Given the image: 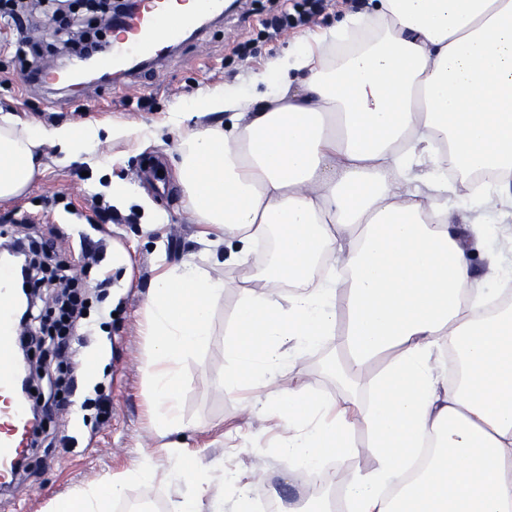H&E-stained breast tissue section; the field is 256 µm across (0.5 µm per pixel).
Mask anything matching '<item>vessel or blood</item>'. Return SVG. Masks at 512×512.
<instances>
[{"label":"vessel or blood","instance_id":"obj_1","mask_svg":"<svg viewBox=\"0 0 512 512\" xmlns=\"http://www.w3.org/2000/svg\"><path fill=\"white\" fill-rule=\"evenodd\" d=\"M224 0H195L193 9L182 14L171 11L169 0H143L135 22L112 37L107 53L97 60L102 72L133 74L134 60L158 55L162 44L180 39L203 15L220 16ZM13 274L0 267V486H9L14 470L9 459L25 455L29 448L27 408L14 396L15 324L11 307Z\"/></svg>","mask_w":512,"mask_h":512}]
</instances>
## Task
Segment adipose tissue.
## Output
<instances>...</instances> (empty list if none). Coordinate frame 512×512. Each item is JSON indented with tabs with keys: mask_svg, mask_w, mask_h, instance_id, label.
Masks as SVG:
<instances>
[{
	"mask_svg": "<svg viewBox=\"0 0 512 512\" xmlns=\"http://www.w3.org/2000/svg\"><path fill=\"white\" fill-rule=\"evenodd\" d=\"M271 56L241 97L214 89L181 130L175 183L208 248L225 264L264 260L224 333V392L243 388L282 433L276 458L311 484L344 472L342 507L314 493L281 512H512V256H490L482 288L471 240L453 224L463 184L501 227L512 221V0H369ZM150 127L22 125L0 116V204L24 195L47 148L62 164L101 140L142 147ZM227 283L195 261L164 267L145 301L141 370L160 451L188 491L172 512H205L211 473L171 434L181 428L179 366L207 343ZM335 340L342 402L292 378L260 392L288 362ZM457 352V379L442 353ZM364 425L366 446L352 431ZM367 452L371 470L351 468ZM147 454L52 512H110L127 486L153 481ZM266 467L228 473L227 503L252 512Z\"/></svg>",
	"mask_w": 512,
	"mask_h": 512,
	"instance_id": "obj_1",
	"label": "adipose tissue"
}]
</instances>
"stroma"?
Segmentation results:
<instances>
[{
  "label": "stroma",
  "instance_id": "obj_1",
  "mask_svg": "<svg viewBox=\"0 0 512 512\" xmlns=\"http://www.w3.org/2000/svg\"><path fill=\"white\" fill-rule=\"evenodd\" d=\"M291 7V0H240L235 12L199 29L192 39L151 64L148 72L108 81L87 79L75 88L63 84L30 89L23 85L11 26L0 19V115L9 113L20 122L43 125L108 126L120 121L135 128H157L158 141L145 150L113 144L109 150L114 159L111 174L136 184L156 209L169 216L168 223L151 226L134 205L121 212L117 223L100 229L91 226L95 207L109 201L104 186L111 174H103L84 159L60 166L49 154L26 195L0 205V235L52 241L54 257L70 271L90 266V274L81 281L90 318L97 323L102 314L110 316L105 328L75 332L73 356L91 366L77 391L47 393L45 374L59 356L51 346L34 347L36 398L53 403L54 408L29 452L28 469L0 490V512H51L56 498L123 471L132 460L159 446L141 371L146 346L144 302L158 274L159 259L170 264L192 259L235 283L250 273L246 267L216 265L205 255L202 227L189 221L185 200L169 177L181 132L167 126V117L176 110L193 111L197 98L212 89L249 94L252 73L262 69L275 51L291 45L296 36L291 29L279 38H269L262 22L270 12ZM153 162L166 175L163 187H156L147 174ZM82 230L102 242V261L82 252L78 238ZM102 271L112 279L106 289L97 285ZM236 298L235 291H227L212 313L207 344L182 363L179 396L184 447L202 451L208 460L223 459L225 469L249 467L257 448L273 456L278 435L271 422L246 417L238 399L224 393V326ZM333 347V342H324L287 367L289 376L311 382L326 400L336 399L338 392L319 366ZM99 383L109 405L105 416L81 406L83 393ZM185 492L163 461L156 480L129 485L113 502L112 512H132L140 506L150 507L152 512H170L173 502Z\"/></svg>",
  "mask_w": 512,
  "mask_h": 512
}]
</instances>
